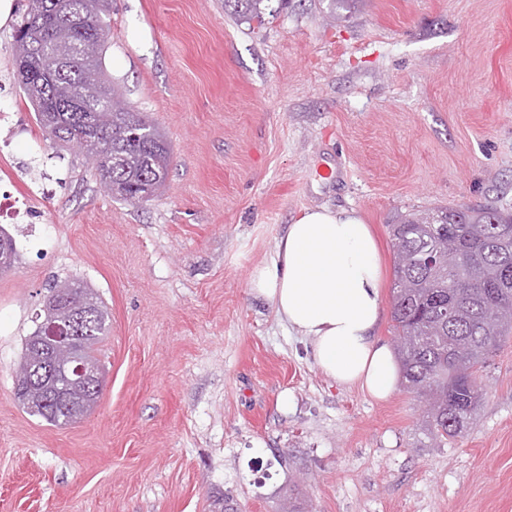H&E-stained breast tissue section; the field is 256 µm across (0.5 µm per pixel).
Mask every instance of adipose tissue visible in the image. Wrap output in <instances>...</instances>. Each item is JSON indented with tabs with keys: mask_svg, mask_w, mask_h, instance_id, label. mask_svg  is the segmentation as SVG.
Listing matches in <instances>:
<instances>
[{
	"mask_svg": "<svg viewBox=\"0 0 512 512\" xmlns=\"http://www.w3.org/2000/svg\"><path fill=\"white\" fill-rule=\"evenodd\" d=\"M381 256L368 224L353 210L309 209L289 224L273 257L254 269L250 288L308 339L318 367L344 385L384 399L400 365L380 343Z\"/></svg>",
	"mask_w": 512,
	"mask_h": 512,
	"instance_id": "adipose-tissue-1",
	"label": "adipose tissue"
}]
</instances>
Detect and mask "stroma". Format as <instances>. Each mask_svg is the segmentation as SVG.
Wrapping results in <instances>:
<instances>
[{
  "instance_id": "1",
  "label": "stroma",
  "mask_w": 512,
  "mask_h": 512,
  "mask_svg": "<svg viewBox=\"0 0 512 512\" xmlns=\"http://www.w3.org/2000/svg\"><path fill=\"white\" fill-rule=\"evenodd\" d=\"M0 23V192L30 215L0 272V512H512V338L467 430L432 447L422 403L338 384L249 288L303 211H356L383 267L392 343L396 215L461 201L512 213V0H292L264 24L224 0H112L105 66L165 134L158 197L105 194L46 140ZM46 183L47 195L29 181ZM106 303V389L63 427L15 400L13 372L53 280ZM289 404H282V396Z\"/></svg>"
}]
</instances>
